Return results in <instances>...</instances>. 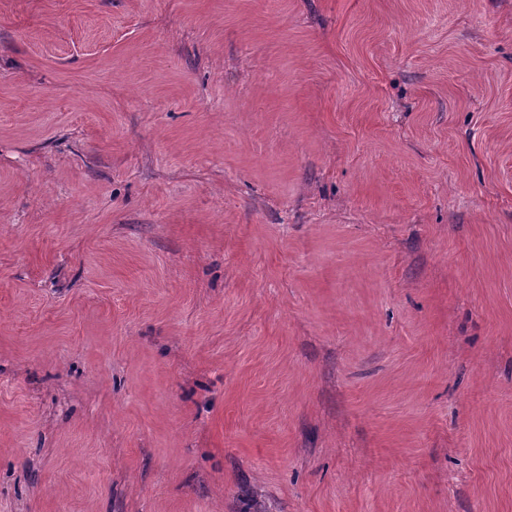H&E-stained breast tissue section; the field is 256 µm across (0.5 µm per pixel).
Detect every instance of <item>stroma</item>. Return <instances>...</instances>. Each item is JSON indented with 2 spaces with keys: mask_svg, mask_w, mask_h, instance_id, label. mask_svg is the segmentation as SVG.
Masks as SVG:
<instances>
[{
  "mask_svg": "<svg viewBox=\"0 0 512 512\" xmlns=\"http://www.w3.org/2000/svg\"><path fill=\"white\" fill-rule=\"evenodd\" d=\"M0 512H512V0H0Z\"/></svg>",
  "mask_w": 512,
  "mask_h": 512,
  "instance_id": "35a3bbf8",
  "label": "stroma"
}]
</instances>
